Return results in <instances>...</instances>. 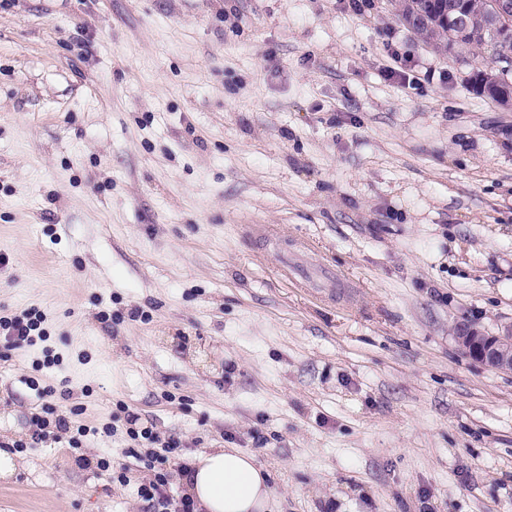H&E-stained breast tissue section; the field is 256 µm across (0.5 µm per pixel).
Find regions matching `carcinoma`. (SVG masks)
<instances>
[{
	"instance_id": "carcinoma-1",
	"label": "carcinoma",
	"mask_w": 512,
	"mask_h": 512,
	"mask_svg": "<svg viewBox=\"0 0 512 512\" xmlns=\"http://www.w3.org/2000/svg\"><path fill=\"white\" fill-rule=\"evenodd\" d=\"M397 17L425 44L451 53L476 47L490 51L494 61L512 53V18L495 17L492 0H395ZM467 88L484 96L485 71L476 68ZM486 97V96H484ZM486 100L495 102L492 97Z\"/></svg>"
}]
</instances>
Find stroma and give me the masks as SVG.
<instances>
[{
	"mask_svg": "<svg viewBox=\"0 0 512 512\" xmlns=\"http://www.w3.org/2000/svg\"><path fill=\"white\" fill-rule=\"evenodd\" d=\"M390 0H0V512H147L124 431L255 455L280 512H512V112ZM108 460L110 469L99 466ZM125 467L126 480L112 471ZM41 319L42 315L37 314L34 310L24 311L20 315L12 317L1 316V341L3 337L7 349L18 348L28 343L30 345L34 341L31 332L36 330ZM454 339L474 362L500 373L512 374V326L486 333L468 322H457ZM40 415L35 416L36 429L31 436L30 447H36L39 443H42L47 437H49L50 431H47L51 426L58 432L64 434H70L68 444L70 448L79 449L82 448V437L88 436L90 433H96V429L87 425H74L67 414H60L56 406L50 402H45L41 407ZM50 417L52 421H50Z\"/></svg>",
	"mask_w": 512,
	"mask_h": 512,
	"instance_id": "35a3bbf8",
	"label": "stroma"
}]
</instances>
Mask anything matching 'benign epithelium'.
I'll use <instances>...</instances> for the list:
<instances>
[{
  "instance_id": "7a95c632",
  "label": "benign epithelium",
  "mask_w": 512,
  "mask_h": 512,
  "mask_svg": "<svg viewBox=\"0 0 512 512\" xmlns=\"http://www.w3.org/2000/svg\"><path fill=\"white\" fill-rule=\"evenodd\" d=\"M454 339L474 362L500 373L512 374V326L486 333L468 322L453 327Z\"/></svg>"
}]
</instances>
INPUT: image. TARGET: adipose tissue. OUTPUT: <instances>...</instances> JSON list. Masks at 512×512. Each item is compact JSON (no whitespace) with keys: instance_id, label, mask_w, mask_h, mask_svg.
Returning a JSON list of instances; mask_svg holds the SVG:
<instances>
[{"instance_id":"adipose-tissue-1","label":"adipose tissue","mask_w":512,"mask_h":512,"mask_svg":"<svg viewBox=\"0 0 512 512\" xmlns=\"http://www.w3.org/2000/svg\"><path fill=\"white\" fill-rule=\"evenodd\" d=\"M270 474L255 456L211 448L190 456L179 482L196 512H272Z\"/></svg>"}]
</instances>
